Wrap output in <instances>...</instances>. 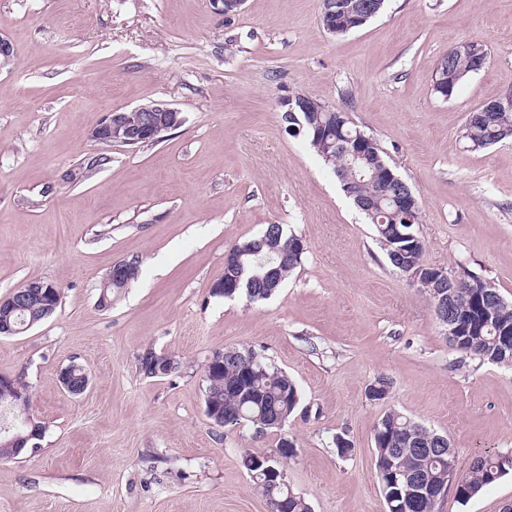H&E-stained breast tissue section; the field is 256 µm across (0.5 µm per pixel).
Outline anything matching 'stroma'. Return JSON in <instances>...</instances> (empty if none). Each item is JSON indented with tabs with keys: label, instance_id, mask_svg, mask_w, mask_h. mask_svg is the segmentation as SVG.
<instances>
[{
	"label": "stroma",
	"instance_id": "stroma-1",
	"mask_svg": "<svg viewBox=\"0 0 512 512\" xmlns=\"http://www.w3.org/2000/svg\"><path fill=\"white\" fill-rule=\"evenodd\" d=\"M321 0H0L14 45L0 70V298L32 280L56 313L0 336V374L21 378L45 427L36 452L0 459V512H267L242 465L281 438L288 486L312 512H386L373 428L396 409L448 436L459 472L512 451V367L460 361L426 294L394 269L333 171L290 136L276 99L299 92L373 136L421 207L426 264L467 267L512 301V140L471 150L466 115L512 86V0H387L340 37ZM476 41L489 65L448 100L434 72ZM166 101L184 122L161 141L108 146L110 111ZM103 158L89 177L81 165ZM268 224L302 239L272 299L212 295L224 253ZM139 274L99 305L112 265ZM251 349L299 385L282 429L217 427L203 368ZM179 371L149 377L146 350ZM79 363L83 394L58 381ZM389 395L370 400L375 378ZM352 453L340 457L335 440ZM512 472L438 512H502Z\"/></svg>",
	"mask_w": 512,
	"mask_h": 512
}]
</instances>
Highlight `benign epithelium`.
I'll use <instances>...</instances> for the list:
<instances>
[{"instance_id":"obj_1","label":"benign epithelium","mask_w":512,"mask_h":512,"mask_svg":"<svg viewBox=\"0 0 512 512\" xmlns=\"http://www.w3.org/2000/svg\"><path fill=\"white\" fill-rule=\"evenodd\" d=\"M321 4V22L330 35L336 34L339 29L338 15L341 11L352 15L356 26L374 17L372 6L361 0H350L338 10L335 9V0H321ZM135 111L145 113L139 125L133 127L127 123L125 113L111 111L93 129L91 137L99 142L119 145H133L140 141L156 142L162 140L167 132L181 123L179 111L164 102L154 101L141 105L135 108ZM430 273L432 278L448 287V294L442 295L434 302L433 312L445 334L457 347L462 342L463 329L454 308L459 292V289L455 288L456 275L443 267H432ZM45 287L46 284L39 283L30 291L11 293L0 300V308L16 311L41 301L46 295L43 291ZM29 400L27 386L10 376L0 377V406L3 407L4 413L11 414V420L0 426L1 448H24L34 438L31 432H20V429L26 426L36 427L35 420L28 411Z\"/></svg>"}]
</instances>
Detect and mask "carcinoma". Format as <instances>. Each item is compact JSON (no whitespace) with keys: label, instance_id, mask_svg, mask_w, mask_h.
I'll return each instance as SVG.
<instances>
[{"label":"carcinoma","instance_id":"1","mask_svg":"<svg viewBox=\"0 0 512 512\" xmlns=\"http://www.w3.org/2000/svg\"><path fill=\"white\" fill-rule=\"evenodd\" d=\"M476 58L470 54L448 60L445 70H436L435 78L448 85V97H453L461 83L474 73ZM475 119L464 124L462 138L475 150L489 147L508 138L512 130V111H473ZM297 120L286 121L289 134L302 136L315 154L336 174L342 184H352L362 196L372 199L365 216L374 226L378 241L395 268L405 266L422 273L425 243L417 230L420 207L405 210L398 198L405 187L390 179L392 167L376 140L360 155H352L341 145L357 136L356 128L344 112H328L326 105L319 109L296 113ZM298 237L281 224H268L252 239L228 250L232 261L224 265V282L235 297L252 303L273 297L269 289L283 288L288 275L301 266L305 249L293 246ZM457 287L465 295L458 301L459 316L469 328L471 345L458 352L471 358L496 365H512V352L501 349L497 337L512 335V302L503 300L490 310L486 293L495 291L480 276L464 270ZM9 318L23 329L30 322L42 321L40 309L13 313L0 311V318ZM389 381L379 377L369 384L367 397L380 401L387 397ZM205 395L221 412H231L226 425L242 423L258 431L272 429L284 423L301 406V391L288 373L249 349L247 356L233 355L225 350L224 370L206 380ZM375 469L383 496L401 504L400 512H437L438 501L419 497L414 478L432 484L448 486L458 499L467 502L486 486L512 470L501 463L502 455L485 454L477 457L460 482L448 474V437L434 433L396 410L385 412L373 429ZM254 488L266 502L288 499V512H311L308 502L288 488L274 482L262 468L250 469Z\"/></svg>","mask_w":512,"mask_h":512}]
</instances>
